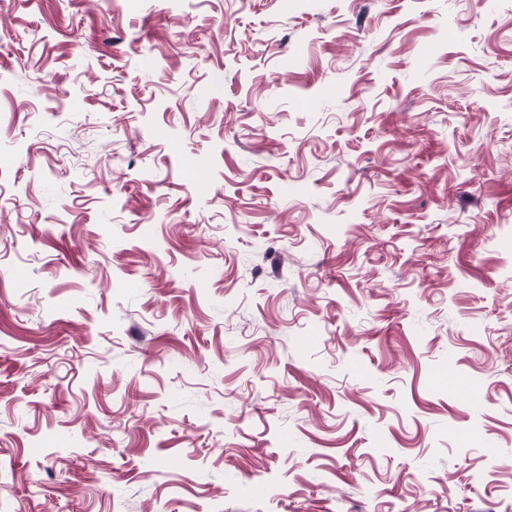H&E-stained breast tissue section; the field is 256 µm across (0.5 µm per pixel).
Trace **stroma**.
Instances as JSON below:
<instances>
[{
	"label": "stroma",
	"mask_w": 512,
	"mask_h": 512,
	"mask_svg": "<svg viewBox=\"0 0 512 512\" xmlns=\"http://www.w3.org/2000/svg\"><path fill=\"white\" fill-rule=\"evenodd\" d=\"M510 503L512 0H0V512Z\"/></svg>",
	"instance_id": "obj_1"
}]
</instances>
